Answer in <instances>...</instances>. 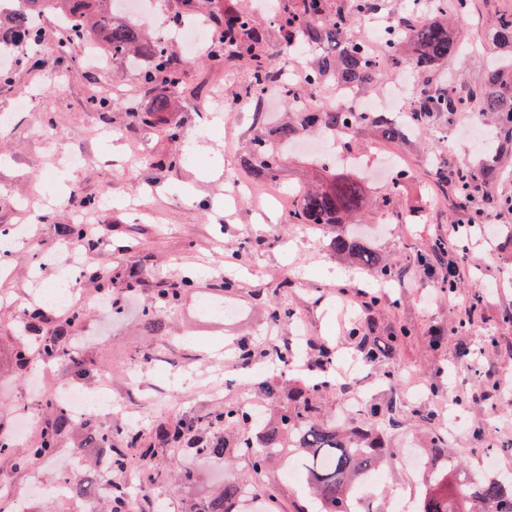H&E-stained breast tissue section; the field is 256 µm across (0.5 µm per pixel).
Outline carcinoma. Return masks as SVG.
I'll return each mask as SVG.
<instances>
[{"label": "carcinoma", "instance_id": "cac0c4a2", "mask_svg": "<svg viewBox=\"0 0 512 512\" xmlns=\"http://www.w3.org/2000/svg\"><path fill=\"white\" fill-rule=\"evenodd\" d=\"M24 10L13 14L0 12V42L13 38L21 49L39 42L44 31L41 20L50 15L59 23L56 37L57 59L73 62L71 44L80 39L112 58V62L145 59L140 81L149 89L177 86L183 82L184 71L174 63L168 44L157 36L145 37L132 22L112 14V0H22ZM328 0H300L297 7H288L279 13L277 26L281 31L280 48L294 45L312 46L320 50L318 59L306 71L304 82L312 89L332 79L350 89L375 84L380 76L373 57L359 43L347 37V29L355 16L375 13L378 0H348L349 6L336 4L327 11ZM217 38L210 46V54H219L226 60H243L249 66L250 79L241 95L256 98L280 81V67L263 48V30L253 17L240 10L210 12ZM463 32L456 19L448 18V0H431L424 13H408L400 17L397 28L383 33V49L394 65H404L421 75L432 71L461 51ZM493 41L512 46V12L498 19ZM481 110L489 113L497 127L498 144L502 151L512 148V57L501 59L497 67L485 77V88L479 92ZM461 103L448 87L421 89L415 109L410 113V125L420 129L428 124L436 112H456ZM291 119L278 125L273 136L283 146L298 139L307 129L344 130L357 126H372L388 140L401 139L405 127L378 115H362L331 108L321 112H299L290 109ZM285 154L269 146L266 139L256 137L248 151L240 157V166L265 181L277 179L284 166ZM325 185L300 195L295 208L288 212L286 223L305 224L313 229L328 228L331 236L328 249L336 255H348L372 271L379 280L394 278L391 266L383 262L360 237L343 225L347 217L366 210L369 201L362 182L347 177L332 168L327 170ZM441 183L450 185L456 204L473 209L474 223L482 221L472 196L481 188L484 173L456 166L436 171ZM448 242L436 240L431 252L416 255L423 266L442 255ZM194 281L183 276L169 282L157 291L160 302L171 307L190 290ZM84 319L83 311L68 312L65 324L50 335L41 337L44 358L66 366L77 365L74 351L69 346L68 328ZM359 357L367 364L378 362L379 354L371 337L361 326L351 332ZM329 385L314 378L307 385L288 395L295 403L293 410L284 411L275 420L256 425L249 410L241 403L226 401L213 409L208 420L209 432L199 433V426L190 416H181L146 439L142 430L130 425L122 431V447H112V434L92 430L87 436L90 453L104 452L112 459V468L127 466L128 453L136 451L142 461L141 481L154 478L149 460L160 448H174L183 443L201 455L222 456L235 436L238 444L251 449L253 471L260 473L265 465L287 455L294 449L305 466L308 484L314 495L318 512H348L347 501L355 480L365 476L380 459L384 447L365 445L357 431H343L333 422L315 417L317 404ZM72 418L57 405L51 418L42 426L36 441L29 448L33 460L46 461L55 457L60 436L70 427ZM240 483L224 482L218 493L210 496L195 512H240L237 491ZM420 512H512V474L478 478L457 484L448 493V483L427 491Z\"/></svg>", "mask_w": 512, "mask_h": 512}]
</instances>
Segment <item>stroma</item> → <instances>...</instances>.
I'll list each match as a JSON object with an SVG mask.
<instances>
[{"mask_svg":"<svg viewBox=\"0 0 512 512\" xmlns=\"http://www.w3.org/2000/svg\"><path fill=\"white\" fill-rule=\"evenodd\" d=\"M505 11H512V0H471L463 22L466 54L427 79L478 86L508 53L491 44ZM43 29L40 45L28 51V64L12 65L11 81H0V112L8 115L0 124V227H29L24 239L8 247L10 261L0 272V433L14 434L24 419L41 427L48 403L57 402L67 386L111 390V407L87 413L101 430L134 424L148 433L183 414L203 424L227 400L270 415L280 407L253 386L235 358L237 343H254V365L279 382L308 377L314 349L324 345L351 372L324 394L320 417L369 430L385 447L405 451L404 463L387 470L373 488L368 512H387L390 493L411 485L418 496L407 512H419V496L436 478L421 452L437 443L442 457L453 462L452 482L486 477L491 463L497 472H512V323L503 320L504 310H512V211L499 205L512 197V155L501 159L487 186L495 231L489 235L480 228L472 234L456 292L439 287L446 263L423 268L415 261L417 252L447 237L450 225L469 221L434 171L484 166L493 126L482 113L468 106L441 113L405 141L385 140L365 126L347 134L362 163L346 172L361 179L370 200H380L388 187L367 165L385 159L403 175L392 207L376 206L354 219L368 246L397 270L373 306L367 297L371 272L350 257L326 252L322 233L285 221L298 190L323 174L312 149L301 144L289 149L272 191L237 167L246 143L274 124L258 120L251 104L239 100L249 78L243 62L205 56L191 61L184 45L171 44L187 79L165 89L170 108L155 114V94L141 84L139 64L118 63L110 74H96L80 44L71 48L72 68L54 81L56 27L48 19ZM427 79L408 75L411 92ZM95 98L106 101V108L91 107ZM105 128L112 132L108 143L99 137ZM73 153L85 155L86 164L70 166ZM86 199L98 201V209L83 210ZM79 214L101 227L100 241L83 248V263L74 274L71 303L86 313L70 331L87 368L82 375L41 357L34 337L23 329L25 311L38 304L31 275L38 270L50 279L68 265L58 227ZM110 269L140 272L143 282L132 292L114 285L111 296L103 297L96 275ZM188 270L194 273L191 291L175 306H162L157 288ZM285 273L292 280L286 290L279 286ZM228 276L240 282L230 293L222 288ZM476 298L481 306L473 325L455 333ZM213 303L233 306L236 316L219 318L209 309ZM284 305L291 317L273 321ZM149 308L159 311L161 331L144 326ZM364 317L373 320L380 341L403 327L409 334L377 365L360 372L354 368L359 358L350 330ZM270 335L291 345L290 364L272 367L264 353ZM436 336L443 337L441 346H433ZM19 350L28 354L27 366L17 364ZM486 380L498 381L499 390L486 392ZM394 386L415 404L398 410V423L391 426L369 410L389 405ZM351 395L362 397L363 406L347 416L343 406ZM83 421L74 420L61 436L56 460H29L27 440L0 455V476L8 478L0 487V512H18L22 504L28 512H92L87 498L105 482L123 491L138 512H152L159 503L167 504L168 512H188L221 486L226 473L248 480L251 499L243 512H256L266 500L274 512H296L302 499V488L284 477L290 460L272 461L257 475L250 455L234 450L209 459L185 447L167 450L152 458L155 479L147 483L137 478L135 457L124 469H100L96 458L81 452ZM479 424L487 430L481 439L473 433ZM181 469L193 472L194 480L178 487L174 478ZM34 473L47 483L64 479L84 493L37 497L30 484Z\"/></svg>","mask_w":512,"mask_h":512,"instance_id":"stroma-1","label":"stroma"}]
</instances>
